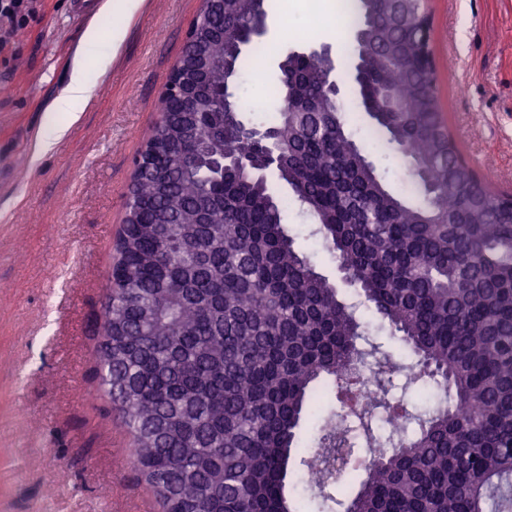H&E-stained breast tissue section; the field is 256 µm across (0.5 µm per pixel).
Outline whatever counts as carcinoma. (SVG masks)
Instances as JSON below:
<instances>
[{
    "instance_id": "carcinoma-1",
    "label": "carcinoma",
    "mask_w": 512,
    "mask_h": 512,
    "mask_svg": "<svg viewBox=\"0 0 512 512\" xmlns=\"http://www.w3.org/2000/svg\"><path fill=\"white\" fill-rule=\"evenodd\" d=\"M365 37L359 96L373 128L409 160L423 202L393 193L322 94L326 61L290 53L286 98L269 127L276 171L358 285L360 303L416 357L410 382L438 403L412 414L390 396L404 366L376 362V405L394 440L360 408L344 440L364 478L342 512H512V203L460 158L422 60L421 3L360 0ZM253 0H224L233 29L204 44L207 84L224 89L252 44ZM206 140L191 123L141 169L119 233L108 301L98 317L96 375L131 437L130 463L162 512H305L289 462L310 405L352 389L336 376L360 350L357 309L298 250L284 205L252 170L264 145L217 98L204 102ZM224 194L209 222L204 199ZM326 422L306 470L331 452Z\"/></svg>"
}]
</instances>
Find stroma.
<instances>
[{
  "mask_svg": "<svg viewBox=\"0 0 512 512\" xmlns=\"http://www.w3.org/2000/svg\"><path fill=\"white\" fill-rule=\"evenodd\" d=\"M80 0H36V18L0 38V512H161L137 482L125 427L94 373L95 318L106 300L132 162L201 0H144L133 18ZM441 115L460 154L490 189L512 194V0H426ZM261 79L240 74L241 119L266 128L279 106L280 56L329 47L348 130L388 187L419 198L406 157L372 129L349 64L352 35H293L277 55L267 17ZM125 36L109 65L86 53L90 99L77 120L52 109L88 27ZM65 125L46 153L48 122ZM297 247L337 281L291 189L269 176Z\"/></svg>",
  "mask_w": 512,
  "mask_h": 512,
  "instance_id": "1",
  "label": "stroma"
}]
</instances>
